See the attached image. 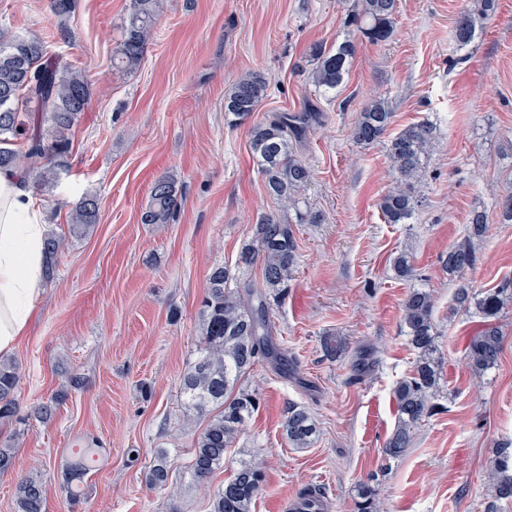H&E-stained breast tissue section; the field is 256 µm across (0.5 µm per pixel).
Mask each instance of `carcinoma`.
I'll list each match as a JSON object with an SVG mask.
<instances>
[{
	"instance_id": "obj_1",
	"label": "carcinoma",
	"mask_w": 512,
	"mask_h": 512,
	"mask_svg": "<svg viewBox=\"0 0 512 512\" xmlns=\"http://www.w3.org/2000/svg\"><path fill=\"white\" fill-rule=\"evenodd\" d=\"M398 0H353L348 26L356 28L371 42L386 40L391 32ZM477 5L461 14L455 25V44L470 45L497 12V0H476ZM161 0H132L121 38L112 52V68L120 72L137 70L144 58L154 29ZM358 51L353 35L331 46L312 44L307 52L309 80L319 95L338 88ZM267 82L254 73L240 76L224 96V120L230 126L248 119L267 96ZM91 83L84 72L62 64L48 55L38 38L9 36L0 32V168L33 176L44 186L55 167L65 163L69 152L67 132L87 111ZM318 119L311 107L296 114H280L252 126L250 151L257 163L270 197L294 211V217L264 213L255 223L254 238L239 252L237 267H261V282L239 283L232 270L217 264L209 272L201 302V339L195 359L180 380V397L203 427L197 431L189 473L196 485L206 484L224 468V454L244 425L259 409L255 391L244 387L253 367L264 359L288 370V360L270 336L268 297L288 286L296 264L298 242L293 224H320L323 216L303 206L301 194L312 177L310 166L295 151L302 132ZM388 101L373 98L358 112L352 136L368 147L386 142V151L395 174L393 186L382 196L380 209L388 224H405L418 207L423 194L418 188L426 162L434 150L436 131L432 124H411L390 139L385 135L392 124ZM24 142L20 153L15 141ZM178 187L169 176L157 178L149 202L141 213L143 224H167L178 206ZM99 204L93 194L85 195L71 211L70 231L81 232L98 223ZM487 231L485 214L470 215L463 238L448 250L443 266L448 276L458 278L479 263L477 242ZM61 238L50 233L45 238V278L54 277ZM395 277L412 280L416 270L412 257L401 252L392 259ZM456 311L474 312L483 325L466 348L470 370L478 375L495 367L502 352V333L496 324L501 312L512 303V279L488 290L460 282L454 293ZM402 328L416 352L412 373L393 388L398 423L384 452L391 457L409 448L415 428L437 411L435 403L440 370L435 357L436 326L431 294L421 288L409 289L402 306ZM322 347L326 357L340 359L348 351L346 340L337 333H325ZM19 374L15 364L0 361V422L16 417L14 398ZM317 425L308 409L290 403L281 424V437L292 448L311 444ZM171 468L167 452L160 450L145 476L151 488H167ZM489 501L485 512H499L498 505L512 503V441L496 449L486 469ZM263 491V462L242 461L211 498V512H252ZM46 488L26 477L16 486V512H45ZM358 512H380L375 490L368 483L358 488Z\"/></svg>"
}]
</instances>
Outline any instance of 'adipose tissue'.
I'll return each instance as SVG.
<instances>
[{"mask_svg":"<svg viewBox=\"0 0 512 512\" xmlns=\"http://www.w3.org/2000/svg\"><path fill=\"white\" fill-rule=\"evenodd\" d=\"M44 215L30 179L0 169V358L26 336L43 283Z\"/></svg>","mask_w":512,"mask_h":512,"instance_id":"ef3b65f1","label":"adipose tissue"}]
</instances>
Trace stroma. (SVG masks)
<instances>
[{
    "label": "stroma",
    "mask_w": 512,
    "mask_h": 512,
    "mask_svg": "<svg viewBox=\"0 0 512 512\" xmlns=\"http://www.w3.org/2000/svg\"><path fill=\"white\" fill-rule=\"evenodd\" d=\"M472 3L399 0L391 36L362 41L342 85L323 98L301 65L310 44L342 39L345 0H166L140 67L128 74L113 70L112 49L130 0H75L62 17L50 0H0L1 30L39 38L92 83L88 110L69 132L67 165L37 193L64 248L13 354L19 413L0 423V445L15 449L16 462L0 473V512H15L25 476L46 487V512H208V491L187 473L192 439L181 431L180 376L194 358L210 267L235 265L257 215L280 210L252 158L248 125L224 121V95L245 72L269 82L255 120L311 104L319 111L298 151L313 170L304 196L324 221L296 225L288 291L269 299L272 334L297 370L255 365L247 384L260 407L212 486L236 460L260 457L265 483L252 512H280L282 501L312 487L323 512H357L362 482L384 512H484L486 463L498 443L512 441V305L497 319L496 367L473 374L464 354L482 322L453 311L442 258L480 211L488 231L467 278L486 289L512 278V223L499 209L512 195V0H498L495 17L460 50L455 23ZM374 97L394 112L390 134L418 122L436 128L425 202L407 224L386 223L379 208L394 181L383 146L364 149L351 137ZM162 175L180 188L178 209L170 223H141ZM87 193L97 195L100 218L76 237L69 213ZM404 249L415 264L411 282L391 269ZM413 285L434 298L438 410L392 458L384 453L397 422L392 389L416 358L401 330ZM328 331L347 339L346 358L325 357ZM74 374L83 379L76 389ZM61 392L54 416L37 418L36 408ZM290 402L318 423L309 447L281 438ZM76 448H103L107 458L70 485ZM160 449L172 483L151 490L144 475Z\"/></svg>",
    "instance_id": "obj_1"
}]
</instances>
